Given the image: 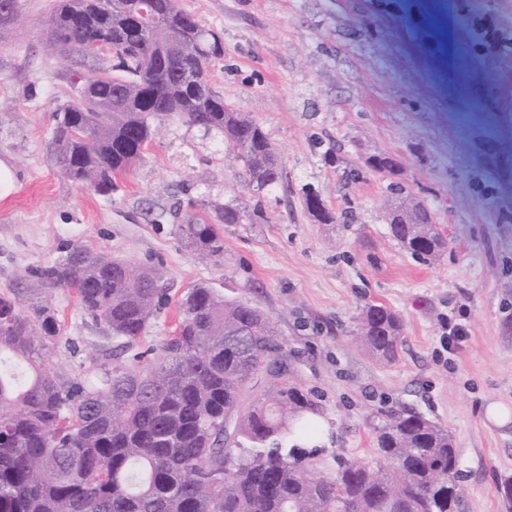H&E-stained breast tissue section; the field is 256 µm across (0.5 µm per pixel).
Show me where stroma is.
I'll return each instance as SVG.
<instances>
[{"mask_svg":"<svg viewBox=\"0 0 512 512\" xmlns=\"http://www.w3.org/2000/svg\"><path fill=\"white\" fill-rule=\"evenodd\" d=\"M23 2L0 31V159L17 175L0 203V292L49 304L60 334L44 356L76 376L107 345L71 290L37 279L71 246L161 273L168 302L142 351L168 334L187 289L207 284L273 323L319 409V472L372 459L377 426L410 409L453 436L458 512H512L498 492L512 479V422L484 416L490 400L512 405V58L470 59L452 0H179L221 35L209 83L262 127L283 180L255 190L232 149L168 122L106 196L53 164V114L89 73L45 47L54 0ZM377 155L398 158V174L365 169ZM353 167L361 178L343 179ZM308 189L335 222L307 212ZM416 204L448 239L426 263L388 233L392 210ZM227 206L242 219L219 225L222 255L179 234ZM369 303L403 322L395 363L355 340ZM456 325L465 338L452 344Z\"/></svg>","mask_w":512,"mask_h":512,"instance_id":"stroma-1","label":"stroma"}]
</instances>
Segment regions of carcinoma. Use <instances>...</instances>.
Instances as JSON below:
<instances>
[{
  "label": "carcinoma",
  "instance_id": "1",
  "mask_svg": "<svg viewBox=\"0 0 512 512\" xmlns=\"http://www.w3.org/2000/svg\"><path fill=\"white\" fill-rule=\"evenodd\" d=\"M162 20L143 30L132 6L117 0H56L47 41L64 61L92 76L90 95L55 114L51 152L69 180L109 195L142 158L154 122L197 127L240 154L257 189L279 183L283 168L263 129L224 104L219 92L196 96L186 75L207 80L219 34L178 0H148ZM495 0H457L470 54L512 56V27L493 14ZM109 41L114 63L87 60L82 48ZM366 168L396 174L392 156ZM312 216L333 221L318 195ZM410 223L394 213L391 237L421 261L448 249L430 211ZM214 256L224 244L213 225H178ZM47 288H69L103 326L106 363L91 354L73 379L42 354L60 334L47 306L23 311L15 291L0 292V512H453L458 454L448 429L405 410L377 428L375 462L338 461L317 473V450L291 442L311 427L316 404L288 376L273 324L256 306L197 284L178 305V321L151 358L123 356L166 302L161 276L105 252L71 247L41 268ZM403 325L383 305L360 316L362 344L380 362L397 360ZM259 377L268 386L258 391ZM229 433H224V425Z\"/></svg>",
  "mask_w": 512,
  "mask_h": 512
}]
</instances>
